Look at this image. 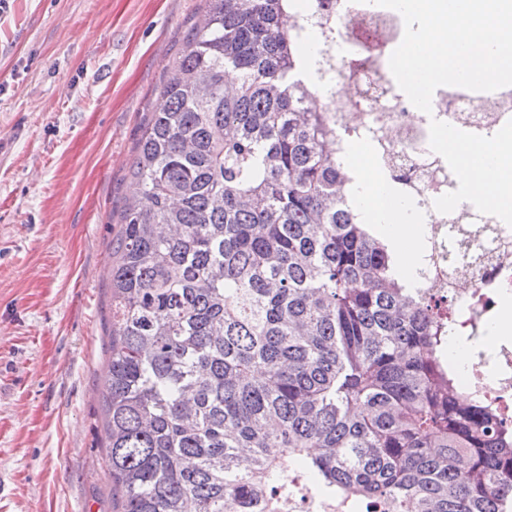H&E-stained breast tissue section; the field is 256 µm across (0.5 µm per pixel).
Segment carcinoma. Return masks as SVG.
<instances>
[{"instance_id": "obj_1", "label": "carcinoma", "mask_w": 512, "mask_h": 512, "mask_svg": "<svg viewBox=\"0 0 512 512\" xmlns=\"http://www.w3.org/2000/svg\"><path fill=\"white\" fill-rule=\"evenodd\" d=\"M202 2L112 246L113 512H512V427L344 205L307 0Z\"/></svg>"}]
</instances>
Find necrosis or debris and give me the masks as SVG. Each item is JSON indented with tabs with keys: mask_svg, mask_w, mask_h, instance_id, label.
<instances>
[{
	"mask_svg": "<svg viewBox=\"0 0 512 512\" xmlns=\"http://www.w3.org/2000/svg\"><path fill=\"white\" fill-rule=\"evenodd\" d=\"M307 13L302 39L322 40L321 70L348 89L340 100L326 95L323 104L335 113L337 127H352L368 137L370 156L383 181L391 179L384 155L393 148L408 167L424 166L436 176V185L425 190V197L445 194L448 164L421 137L431 119L454 125L460 115L480 116L486 105L498 101L502 107L494 126L512 120V89L505 87L473 92L442 86L433 95L431 113L416 111L389 68L404 35L399 13L373 0H310ZM426 222L429 235L419 263L422 282L430 293L444 298L453 339L476 338L498 317L502 300L512 298V227L485 216L473 226L469 245L463 246L436 209H427ZM466 364V389L493 404L512 425V339L481 353L469 351Z\"/></svg>",
	"mask_w": 512,
	"mask_h": 512,
	"instance_id": "necrosis-or-debris-1",
	"label": "necrosis or debris"
}]
</instances>
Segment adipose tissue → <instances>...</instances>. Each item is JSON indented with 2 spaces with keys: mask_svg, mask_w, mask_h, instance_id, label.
<instances>
[{
  "mask_svg": "<svg viewBox=\"0 0 512 512\" xmlns=\"http://www.w3.org/2000/svg\"><path fill=\"white\" fill-rule=\"evenodd\" d=\"M354 160L361 172L360 205L372 212L378 223L386 225L389 238L400 259L401 270L406 273L413 272L420 259L421 243L405 203L386 195L364 146L355 148Z\"/></svg>",
  "mask_w": 512,
  "mask_h": 512,
  "instance_id": "obj_1",
  "label": "adipose tissue"
}]
</instances>
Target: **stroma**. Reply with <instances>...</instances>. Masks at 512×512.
<instances>
[{"mask_svg":"<svg viewBox=\"0 0 512 512\" xmlns=\"http://www.w3.org/2000/svg\"><path fill=\"white\" fill-rule=\"evenodd\" d=\"M200 8L0 0V512H112V239Z\"/></svg>","mask_w":512,"mask_h":512,"instance_id":"obj_1","label":"stroma"}]
</instances>
